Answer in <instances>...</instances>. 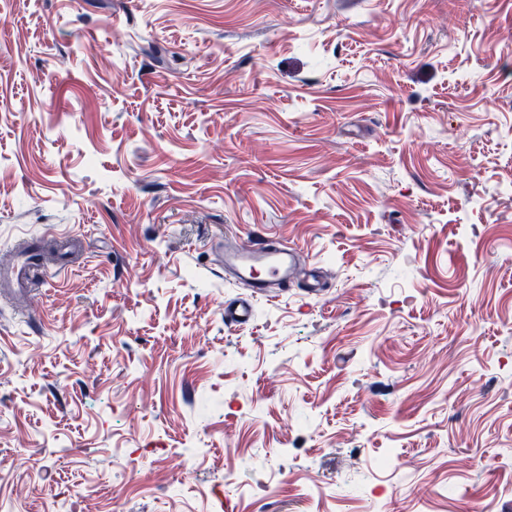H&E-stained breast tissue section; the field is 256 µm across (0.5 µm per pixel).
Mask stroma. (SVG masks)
I'll use <instances>...</instances> for the list:
<instances>
[{
    "mask_svg": "<svg viewBox=\"0 0 512 512\" xmlns=\"http://www.w3.org/2000/svg\"><path fill=\"white\" fill-rule=\"evenodd\" d=\"M1 102L0 512H512V0H15ZM224 274L231 272L235 280L251 290L249 297H238L224 303V324L236 327L254 318V296L278 297L287 294L294 284L309 297L323 292L324 282L318 267L308 269L302 276L296 261L295 249L266 236H257L244 245L224 248ZM35 255L27 248H21L15 258V262L11 269L7 272V276L15 285L14 291L20 294L30 292L28 287L30 281V272L34 265Z\"/></svg>",
    "mask_w": 512,
    "mask_h": 512,
    "instance_id": "stroma-1",
    "label": "stroma"
}]
</instances>
